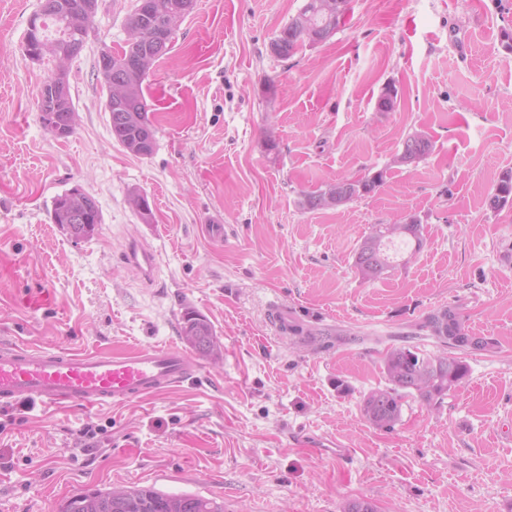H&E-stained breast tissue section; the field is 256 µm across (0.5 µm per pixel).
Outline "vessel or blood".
I'll return each instance as SVG.
<instances>
[{"instance_id": "obj_1", "label": "vessel or blood", "mask_w": 512, "mask_h": 512, "mask_svg": "<svg viewBox=\"0 0 512 512\" xmlns=\"http://www.w3.org/2000/svg\"><path fill=\"white\" fill-rule=\"evenodd\" d=\"M126 259L141 279L153 280L154 253L130 243ZM200 370L177 347L140 346L129 351L80 354L24 342L0 343V404L66 407L122 406L182 386Z\"/></svg>"}]
</instances>
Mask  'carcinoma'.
I'll return each mask as SVG.
<instances>
[{"label":"carcinoma","instance_id":"obj_1","mask_svg":"<svg viewBox=\"0 0 512 512\" xmlns=\"http://www.w3.org/2000/svg\"><path fill=\"white\" fill-rule=\"evenodd\" d=\"M347 5L348 0H326L333 5L328 12L317 8L318 0H304L296 16L283 27L270 44L277 57L288 59L304 42L298 21L306 18L323 27L332 36L339 27L341 17L336 15V2ZM174 4L187 5L186 0H136L126 18V28L138 29L142 38L135 44L127 43L121 51L112 54V64L107 74L96 69V78L104 85L126 93L128 101L115 105L106 103L110 114L112 136L129 153L138 157L152 155L156 147L155 127L149 117V107L144 93V83L154 63L167 54L174 36L167 30L168 14ZM97 0H42L41 8L34 15L36 24L35 44L38 52L25 55L36 62L55 58L60 51L78 56L88 37ZM38 111L41 124L58 139L71 136L77 127L78 115L73 104L69 80L61 79L50 70L42 83ZM402 149L416 154V160L428 156L433 143L426 134L420 140L406 137ZM386 170L380 169L353 180L349 190L343 191L339 204L374 193L385 178ZM336 183L323 189L301 194L299 205L308 211L324 209L325 196L336 198ZM79 199L73 201L63 193L54 198L51 210L52 223L78 241L88 239L102 223L96 199L89 193L74 188ZM512 200V171L504 172L495 192L488 199L491 210L497 211ZM130 201L144 221L152 218L146 195L138 190L130 193ZM405 232L399 235L384 234V225H372L370 234L360 243L355 266L367 281L386 277L402 251H420L425 243L423 226L415 216L403 223ZM421 335L433 339L443 351L428 354L413 345L390 348L384 356V370L388 386L369 392L363 399L362 410L366 419L384 430L394 428L401 416L404 399L417 398L429 406L442 402L448 392L463 383L469 375L468 365L460 354L466 351L490 352L497 348L495 339L474 336L468 330L461 313L454 307L442 306L430 311L415 330L402 334L404 339ZM181 336L193 350L215 361L222 359L223 349L210 322L199 313L188 309L182 316ZM62 512H224V505L188 492H166L150 488H112L93 490L70 498Z\"/></svg>","mask_w":512,"mask_h":512}]
</instances>
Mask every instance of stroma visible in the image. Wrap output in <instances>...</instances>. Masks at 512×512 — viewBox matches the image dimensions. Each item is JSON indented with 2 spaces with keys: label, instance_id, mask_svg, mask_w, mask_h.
<instances>
[{
  "label": "stroma",
  "instance_id": "stroma-1",
  "mask_svg": "<svg viewBox=\"0 0 512 512\" xmlns=\"http://www.w3.org/2000/svg\"><path fill=\"white\" fill-rule=\"evenodd\" d=\"M134 3L98 0L68 64L78 125L58 139L37 112L50 66L22 51L40 0H0V341L180 347L192 309L224 358L199 357L195 380L122 407L1 411L0 512H61L120 486L190 492L224 512H343L353 499L377 512H512V205L487 206L512 169V0H350L332 37L286 60L270 43L303 0H195L145 81L148 157L113 138L95 71L124 45ZM389 87L395 107L378 111ZM416 130L432 153L390 166ZM381 168L370 196L298 205ZM75 187L102 212L81 241L49 215ZM412 215L422 250L363 280V237ZM133 240L157 256L154 285L124 263ZM275 302L342 341L323 350L278 333ZM445 305L498 348L466 354L469 376L440 406L409 397L393 429L374 428L362 402L388 384L395 334ZM343 178H349V177H341L336 179L335 182L330 183L325 186L323 189H318L316 191L312 192H303L301 194V198L299 200V205L301 209L308 210V211H315V210H322L332 207H324L322 202L325 199V196L328 194L331 196V198L338 202V198L336 196V189L339 187L337 184L340 180ZM337 184V185H336Z\"/></svg>",
  "mask_w": 512,
  "mask_h": 512
}]
</instances>
